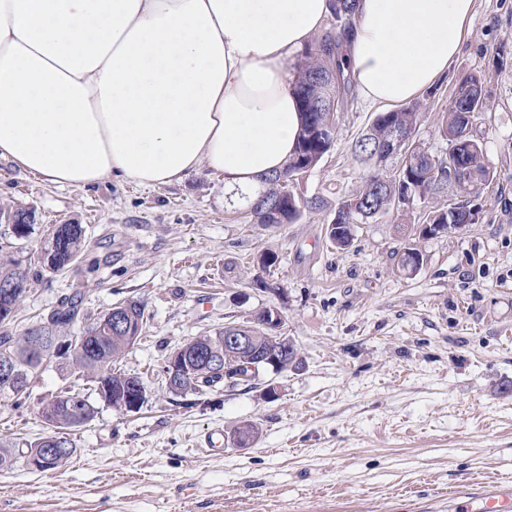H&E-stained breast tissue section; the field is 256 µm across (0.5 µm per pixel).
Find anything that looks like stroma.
I'll return each instance as SVG.
<instances>
[{"instance_id":"stroma-1","label":"stroma","mask_w":512,"mask_h":512,"mask_svg":"<svg viewBox=\"0 0 512 512\" xmlns=\"http://www.w3.org/2000/svg\"><path fill=\"white\" fill-rule=\"evenodd\" d=\"M470 73L485 78L488 107L474 133L493 178L474 199L477 223L418 240L423 264L413 272L399 262L411 228L452 192L358 225L348 250L325 237L369 170L351 146L382 107L358 97L296 186L324 207L278 228L253 223L247 198L226 197L223 173L208 168L157 188L118 177L57 187L0 157V224L19 208L35 214L29 237H0V262L32 271L0 329L20 336L46 324L73 290L72 334L126 300L147 318L118 361L144 381L138 411L116 410L95 382L55 363L22 399H0V439L18 448L48 435L40 409L59 392L81 389L94 407L70 432L77 451L67 466L0 470V512H448L454 490L512 482V0H476L459 54L419 95L427 120L417 140L432 154L448 151L442 115ZM60 224L83 225L86 243L54 272L41 248ZM264 252L278 257L267 270ZM257 277L273 291L253 290ZM266 306L282 310L299 368L251 386L169 392L171 352ZM248 423L259 436L237 447ZM214 429L224 432L220 455L201 446Z\"/></svg>"}]
</instances>
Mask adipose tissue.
I'll use <instances>...</instances> for the list:
<instances>
[{
    "instance_id": "obj_1",
    "label": "adipose tissue",
    "mask_w": 512,
    "mask_h": 512,
    "mask_svg": "<svg viewBox=\"0 0 512 512\" xmlns=\"http://www.w3.org/2000/svg\"><path fill=\"white\" fill-rule=\"evenodd\" d=\"M475 0H356L358 95L416 97L470 33ZM329 0H0V157L59 186L145 187L201 167L237 198L282 171L301 119L291 58Z\"/></svg>"
}]
</instances>
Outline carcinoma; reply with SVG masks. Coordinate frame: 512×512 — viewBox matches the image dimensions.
I'll return each instance as SVG.
<instances>
[{"label":"carcinoma","instance_id":"carcinoma-1","mask_svg":"<svg viewBox=\"0 0 512 512\" xmlns=\"http://www.w3.org/2000/svg\"><path fill=\"white\" fill-rule=\"evenodd\" d=\"M333 22L318 40L308 44L295 65L297 77L293 91L299 97L304 121L298 135L296 151L285 171L270 178L261 193L273 206H251L250 213L257 224L278 227L295 224L304 211L320 204L317 199L305 200L291 187L296 177L315 168L330 151L335 129V114L344 110L347 96L354 87L351 67L342 52V35L351 29L353 0H331ZM336 75V85L320 88L315 80ZM333 96L336 106L329 108L321 97ZM486 108V97L481 77L467 75L459 82L454 97L445 113L442 133L448 141V156L438 157L416 142L415 133L425 120L420 105L404 106L376 115L371 127L354 142L355 156L378 155L374 169L369 171L362 188L338 203L335 215L339 228L327 229L330 241L338 249L349 243L347 225L367 223L390 211L403 214L417 199L448 190V173L451 169L472 168L474 178L458 179L454 183L456 196L462 198L467 212L455 213L439 209L427 214L426 223L439 224L455 229V225L478 221V208L471 205V197L479 194L482 185L491 180V172L483 162V146L474 135L477 115ZM411 138L413 149L398 153L400 165L397 174L388 177L383 169L391 160L390 146L397 134ZM84 247V230L80 224H59L42 248L43 263L53 271L70 265ZM80 296L74 292L64 297L50 315L48 324L39 329L41 345L32 336L0 335V363L14 367V377L0 378V399H21L27 393L31 380L42 370L44 362L53 357L56 332L74 323L77 318ZM249 328L245 324L224 325L210 334L194 337L197 345L224 351V337L235 330ZM129 347L126 333L105 331L85 342H75L73 356L67 368L83 372L97 382V394L109 401L112 393L129 390L131 377L112 369V363ZM224 383V366H211L200 362L187 364V371L175 394L188 391L214 389ZM94 408L88 396L81 392L66 391L43 406L41 415L52 433L28 445V448H49L50 439L81 426L93 417ZM74 443L68 450L54 456L38 468L44 472L64 466L75 453Z\"/></svg>","mask_w":512,"mask_h":512}]
</instances>
